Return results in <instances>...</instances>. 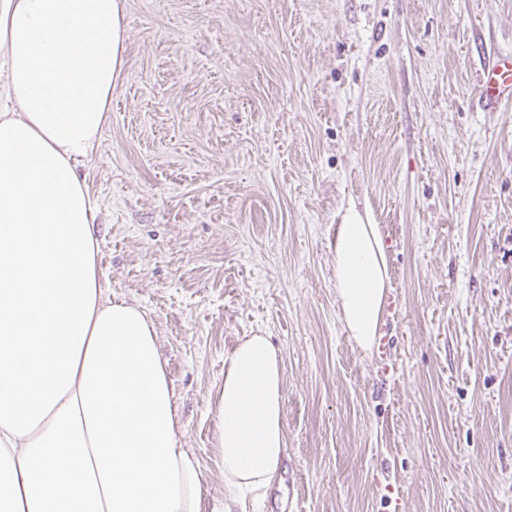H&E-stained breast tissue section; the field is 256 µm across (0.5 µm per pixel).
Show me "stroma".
<instances>
[{
  "instance_id": "1",
  "label": "stroma",
  "mask_w": 512,
  "mask_h": 512,
  "mask_svg": "<svg viewBox=\"0 0 512 512\" xmlns=\"http://www.w3.org/2000/svg\"><path fill=\"white\" fill-rule=\"evenodd\" d=\"M124 5L81 172L106 293L151 318L207 495L225 363L260 335L287 451L245 512H512V106L476 99L512 0ZM350 207L389 254L384 355L336 304Z\"/></svg>"
}]
</instances>
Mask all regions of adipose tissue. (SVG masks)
Listing matches in <instances>:
<instances>
[{"label": "adipose tissue", "mask_w": 512, "mask_h": 512, "mask_svg": "<svg viewBox=\"0 0 512 512\" xmlns=\"http://www.w3.org/2000/svg\"><path fill=\"white\" fill-rule=\"evenodd\" d=\"M124 63L123 0H0V512H238L286 453L278 352L250 336L215 398L224 492L205 496L154 326L106 294L79 169ZM332 251L344 327L372 348L389 286L378 225L347 210Z\"/></svg>", "instance_id": "ef3b65f1"}]
</instances>
